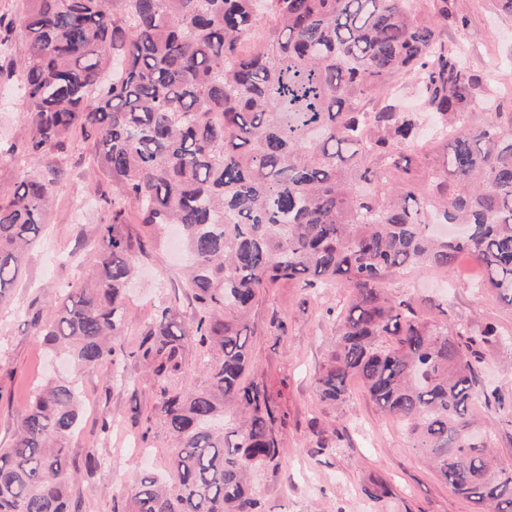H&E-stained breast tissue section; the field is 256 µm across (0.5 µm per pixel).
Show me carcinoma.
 I'll list each match as a JSON object with an SVG mask.
<instances>
[{"instance_id":"1","label":"carcinoma","mask_w":512,"mask_h":512,"mask_svg":"<svg viewBox=\"0 0 512 512\" xmlns=\"http://www.w3.org/2000/svg\"><path fill=\"white\" fill-rule=\"evenodd\" d=\"M467 21L450 0H22L0 45L27 36L8 69L24 90L26 160L0 193V305L56 194L54 163L77 138L112 181L91 264L42 320L76 373L50 378L0 448V512H83L69 481L102 459L69 448L83 375L131 358L150 373L173 482L147 471L129 512H263L251 483L279 467L278 411L247 380L248 313L278 282L349 290L316 379L341 407L359 380L413 448L475 512H512V466L493 460L472 411L479 356L503 340L431 323L384 288L408 268L471 257L480 287L512 306V104L489 96L448 44ZM410 81L433 127L394 96ZM181 229L191 298L143 324L134 350L126 290L144 237ZM198 351L200 386L184 383Z\"/></svg>"}]
</instances>
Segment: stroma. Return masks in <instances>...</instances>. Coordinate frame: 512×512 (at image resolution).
Listing matches in <instances>:
<instances>
[{
    "label": "stroma",
    "mask_w": 512,
    "mask_h": 512,
    "mask_svg": "<svg viewBox=\"0 0 512 512\" xmlns=\"http://www.w3.org/2000/svg\"><path fill=\"white\" fill-rule=\"evenodd\" d=\"M469 19L464 29L449 28L448 41L465 45L466 59L485 86L512 87V18L502 15L497 0H453ZM23 97L16 80L0 75V142H21ZM61 176L56 198L45 217L41 242L28 253L9 304L0 307V446L9 447L13 423L31 397L51 375L66 376L48 346L33 336L24 316L36 306L51 318L58 294L77 281L89 264L96 229L104 215L111 182L89 162L88 144L79 142L59 160ZM183 262L166 248L141 258L130 287L131 321L121 342L133 348L139 328L157 306L172 298L186 299ZM480 269L461 260L452 273L413 270L386 280L395 296L412 298L430 318L447 313L449 325L479 328L498 324L512 335V306L495 294L477 288ZM344 288H298L277 284L265 289L252 308L247 324L253 368L250 379L264 383L272 393L283 442L277 470L257 472L255 486L265 512H474L470 502L457 497L434 469L420 457L403 428L384 416L358 383H351L344 406L321 401L315 386L334 337L328 309L348 301ZM137 393L112 383L109 370L85 374L82 388L86 411L80 432L71 440L74 453L95 449L106 462L100 476L77 478L72 492L80 496L84 512H115L145 470L169 471L170 438L163 422H154L147 453L149 464L126 447L139 428L134 410L150 413L155 400L148 374L126 362ZM480 391L474 412L494 420L491 446L501 463L512 466V429L498 426V411L484 401V390L512 394V342L489 345L480 365ZM115 425L100 431L102 416ZM382 481L388 496L375 501L364 486Z\"/></svg>",
    "instance_id": "obj_1"
}]
</instances>
